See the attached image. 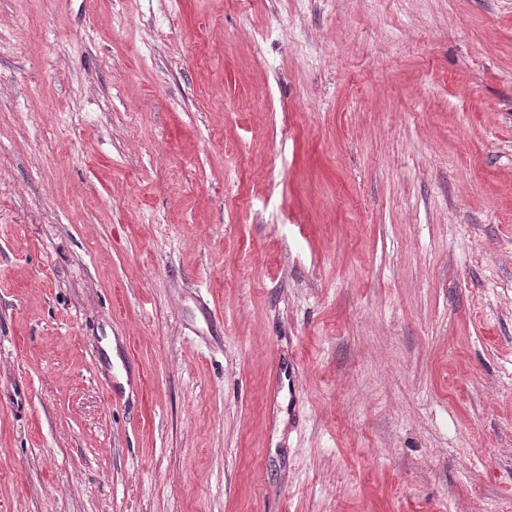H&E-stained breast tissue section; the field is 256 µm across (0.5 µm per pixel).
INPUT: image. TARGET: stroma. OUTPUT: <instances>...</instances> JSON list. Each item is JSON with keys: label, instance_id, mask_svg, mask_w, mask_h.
<instances>
[{"label": "stroma", "instance_id": "35a3bbf8", "mask_svg": "<svg viewBox=\"0 0 512 512\" xmlns=\"http://www.w3.org/2000/svg\"><path fill=\"white\" fill-rule=\"evenodd\" d=\"M0 512H512V0H0Z\"/></svg>", "mask_w": 512, "mask_h": 512}]
</instances>
